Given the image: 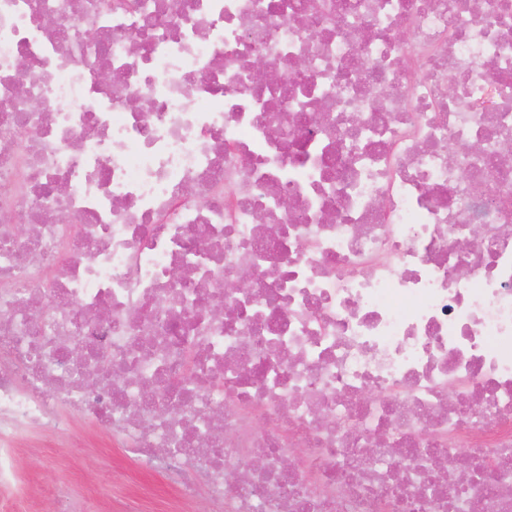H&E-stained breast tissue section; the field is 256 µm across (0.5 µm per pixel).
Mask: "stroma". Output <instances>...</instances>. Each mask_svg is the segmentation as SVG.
I'll use <instances>...</instances> for the list:
<instances>
[{
    "label": "stroma",
    "mask_w": 512,
    "mask_h": 512,
    "mask_svg": "<svg viewBox=\"0 0 512 512\" xmlns=\"http://www.w3.org/2000/svg\"><path fill=\"white\" fill-rule=\"evenodd\" d=\"M66 419L64 432L36 428L20 438L18 479L0 487V506L7 512H57L51 490L60 484L76 502H92L98 512H112L118 501L137 503L141 512H208L205 489L176 500L164 474L141 472L88 418L70 413Z\"/></svg>",
    "instance_id": "obj_1"
}]
</instances>
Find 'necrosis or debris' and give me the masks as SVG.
<instances>
[{
  "label": "necrosis or debris",
  "instance_id": "necrosis-or-debris-1",
  "mask_svg": "<svg viewBox=\"0 0 512 512\" xmlns=\"http://www.w3.org/2000/svg\"><path fill=\"white\" fill-rule=\"evenodd\" d=\"M506 146L512 0H0V485L70 410L214 512H512Z\"/></svg>",
  "mask_w": 512,
  "mask_h": 512
}]
</instances>
